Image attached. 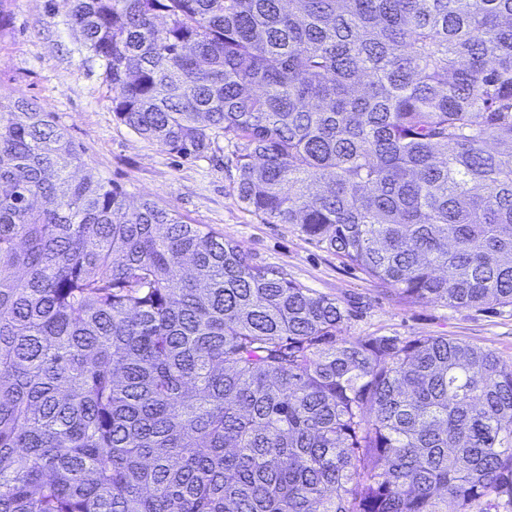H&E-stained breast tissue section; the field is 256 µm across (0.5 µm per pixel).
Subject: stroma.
Listing matches in <instances>:
<instances>
[{
	"instance_id": "obj_1",
	"label": "stroma",
	"mask_w": 512,
	"mask_h": 512,
	"mask_svg": "<svg viewBox=\"0 0 512 512\" xmlns=\"http://www.w3.org/2000/svg\"><path fill=\"white\" fill-rule=\"evenodd\" d=\"M0 27V92L37 102L69 137L86 167L120 184L130 203L151 199L236 242L253 264L286 272L346 311L341 338L447 336L512 361V305L457 306L392 300L386 285L344 262L294 224H266L232 190L237 144L199 158L168 153L118 123L101 61L93 59L62 0H11Z\"/></svg>"
}]
</instances>
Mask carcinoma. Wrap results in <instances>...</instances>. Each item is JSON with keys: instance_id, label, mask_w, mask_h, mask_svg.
<instances>
[{"instance_id": "carcinoma-1", "label": "carcinoma", "mask_w": 512, "mask_h": 512, "mask_svg": "<svg viewBox=\"0 0 512 512\" xmlns=\"http://www.w3.org/2000/svg\"><path fill=\"white\" fill-rule=\"evenodd\" d=\"M114 119L399 302L512 305V0H62ZM0 93V512L512 510V363L346 314ZM45 198L52 207L38 208Z\"/></svg>"}]
</instances>
